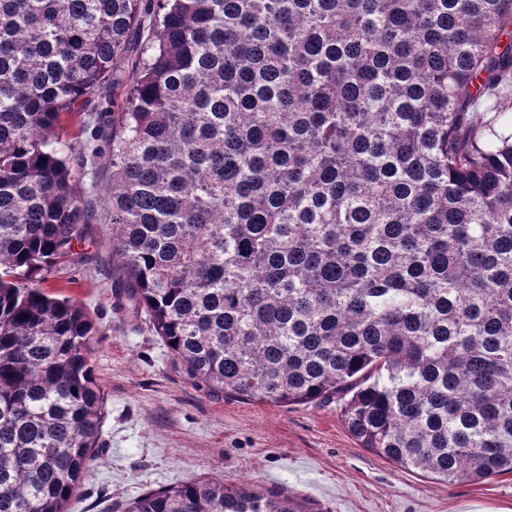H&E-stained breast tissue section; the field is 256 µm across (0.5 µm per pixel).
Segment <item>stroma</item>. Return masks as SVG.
<instances>
[{
  "instance_id": "35a3bbf8",
  "label": "stroma",
  "mask_w": 512,
  "mask_h": 512,
  "mask_svg": "<svg viewBox=\"0 0 512 512\" xmlns=\"http://www.w3.org/2000/svg\"><path fill=\"white\" fill-rule=\"evenodd\" d=\"M105 216L76 246L92 262L58 264L46 284L96 324L92 365L106 400L98 459L68 512H122L147 492L213 477L314 512H512V474L450 485L397 468L359 446L339 400L275 406L199 386L144 322L113 311Z\"/></svg>"
}]
</instances>
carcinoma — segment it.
Masks as SVG:
<instances>
[{
    "label": "carcinoma",
    "mask_w": 512,
    "mask_h": 512,
    "mask_svg": "<svg viewBox=\"0 0 512 512\" xmlns=\"http://www.w3.org/2000/svg\"><path fill=\"white\" fill-rule=\"evenodd\" d=\"M511 84L512 0H0V512H67L98 457V329L44 284L100 192L114 308L211 391L512 473ZM125 512L311 508L212 478Z\"/></svg>",
    "instance_id": "cac0c4a2"
}]
</instances>
